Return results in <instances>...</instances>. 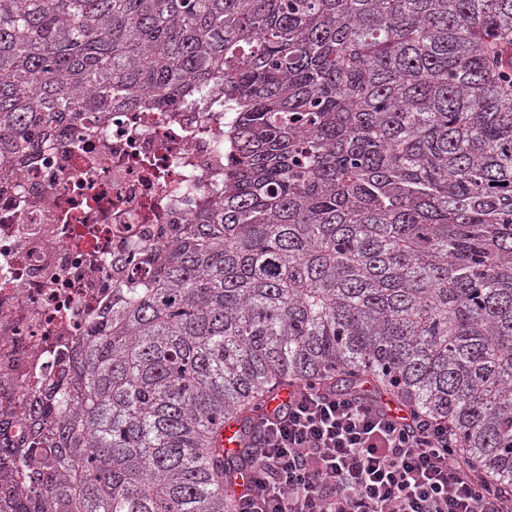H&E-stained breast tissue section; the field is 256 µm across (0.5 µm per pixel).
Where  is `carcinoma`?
I'll return each mask as SVG.
<instances>
[{
	"mask_svg": "<svg viewBox=\"0 0 512 512\" xmlns=\"http://www.w3.org/2000/svg\"><path fill=\"white\" fill-rule=\"evenodd\" d=\"M512 0H0V173L217 85L224 198L0 414V512H235L281 391L364 383L512 487ZM238 427L241 448L221 446Z\"/></svg>",
	"mask_w": 512,
	"mask_h": 512,
	"instance_id": "1",
	"label": "carcinoma"
}]
</instances>
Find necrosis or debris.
<instances>
[{
	"label": "necrosis or debris",
	"mask_w": 512,
	"mask_h": 512,
	"mask_svg": "<svg viewBox=\"0 0 512 512\" xmlns=\"http://www.w3.org/2000/svg\"><path fill=\"white\" fill-rule=\"evenodd\" d=\"M232 120L204 89L104 122L92 112L15 166L0 193V410L60 374L122 287L118 268L223 196Z\"/></svg>",
	"instance_id": "necrosis-or-debris-1"
}]
</instances>
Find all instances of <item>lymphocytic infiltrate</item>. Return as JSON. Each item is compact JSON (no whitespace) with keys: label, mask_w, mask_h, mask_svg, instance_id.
I'll return each instance as SVG.
<instances>
[{"label":"lymphocytic infiltrate","mask_w":512,"mask_h":512,"mask_svg":"<svg viewBox=\"0 0 512 512\" xmlns=\"http://www.w3.org/2000/svg\"><path fill=\"white\" fill-rule=\"evenodd\" d=\"M236 512H512L446 421L312 386L261 418Z\"/></svg>","instance_id":"lymphocytic-infiltrate-1"}]
</instances>
